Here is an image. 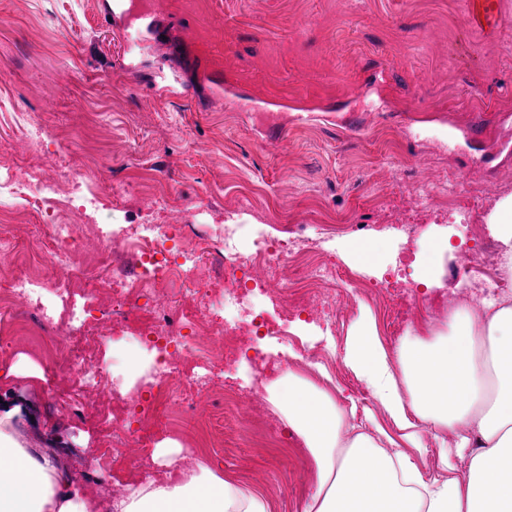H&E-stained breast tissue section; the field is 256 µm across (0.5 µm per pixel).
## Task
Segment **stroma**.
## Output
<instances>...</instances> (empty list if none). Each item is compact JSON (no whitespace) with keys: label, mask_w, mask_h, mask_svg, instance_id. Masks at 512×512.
<instances>
[{"label":"stroma","mask_w":512,"mask_h":512,"mask_svg":"<svg viewBox=\"0 0 512 512\" xmlns=\"http://www.w3.org/2000/svg\"><path fill=\"white\" fill-rule=\"evenodd\" d=\"M110 0H0V163L18 176L55 168L67 151L100 189H124L105 224H205L241 210L244 224H327L330 243L356 242L355 224H418L422 237L447 234V280L465 273L459 253L492 244L489 219L512 195V0H498L493 32L471 28L466 0H158L166 44L129 46ZM34 112L54 141L32 158L8 119ZM496 142L473 139L476 119ZM482 186L473 211L443 192L419 208L413 187L444 173ZM387 262L381 280L404 272L419 301L412 326L439 322L416 268L399 267V242L376 233ZM390 296H359L335 336L312 333L335 383L338 405L356 407L361 431L383 428L410 452L425 478L439 475L450 434L421 432L411 451L366 384L347 366V338L370 317L395 352ZM232 393L224 445L199 458L219 475L260 491L271 512H301L310 462L297 437L276 429L244 439L242 428L267 398L248 364L212 379Z\"/></svg>","instance_id":"1"}]
</instances>
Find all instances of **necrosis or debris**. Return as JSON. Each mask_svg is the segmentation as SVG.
I'll list each match as a JSON object with an SVG mask.
<instances>
[{"mask_svg": "<svg viewBox=\"0 0 512 512\" xmlns=\"http://www.w3.org/2000/svg\"><path fill=\"white\" fill-rule=\"evenodd\" d=\"M58 178L54 171L22 180L0 166V198L39 219L24 239L0 225V356L30 346L45 372L62 374L66 385L44 401L45 415L85 423L84 393L106 392L89 442L92 468L126 471L125 448L147 450L165 421L193 416L216 370L287 336L290 319L305 313L335 327V294L309 288H330L342 275L306 225L285 224L247 244L230 218L107 231L92 217L111 208V196L74 175L59 198ZM119 259L135 266V277L113 274ZM273 298L278 316L251 315L255 300ZM115 336L158 354L149 392L110 391L98 356Z\"/></svg>", "mask_w": 512, "mask_h": 512, "instance_id": "necrosis-or-debris-1", "label": "necrosis or debris"}]
</instances>
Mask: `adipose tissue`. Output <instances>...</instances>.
Masks as SVG:
<instances>
[{"label": "adipose tissue", "instance_id": "adipose-tissue-1", "mask_svg": "<svg viewBox=\"0 0 512 512\" xmlns=\"http://www.w3.org/2000/svg\"><path fill=\"white\" fill-rule=\"evenodd\" d=\"M491 235L512 282V196L500 201ZM448 238L419 243L418 282L446 288ZM346 361L404 437L420 447L421 427L446 429L470 459L464 476L424 479L411 457L389 452L388 435L355 432L354 410L340 407L317 367L315 377L288 370L269 385V401L312 461L303 512H512V290L455 306L444 327L411 334L388 354L371 324L358 326ZM31 405L0 403V512H269L255 490L205 462L182 467L177 449L156 455L163 480L127 486L102 504L50 448H28L16 422Z\"/></svg>", "mask_w": 512, "mask_h": 512}]
</instances>
